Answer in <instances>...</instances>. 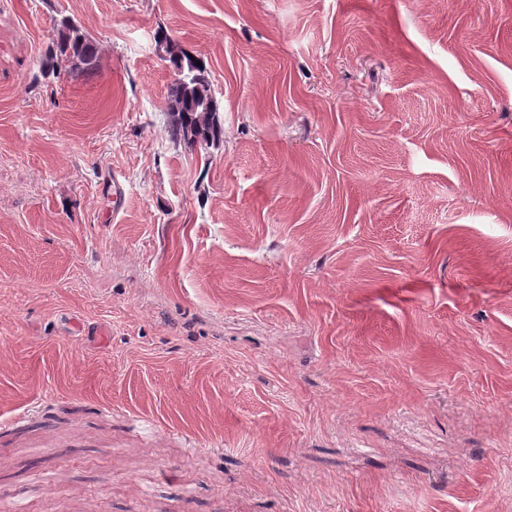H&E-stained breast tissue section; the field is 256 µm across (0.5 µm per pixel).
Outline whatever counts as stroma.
<instances>
[{
	"label": "stroma",
	"mask_w": 512,
	"mask_h": 512,
	"mask_svg": "<svg viewBox=\"0 0 512 512\" xmlns=\"http://www.w3.org/2000/svg\"><path fill=\"white\" fill-rule=\"evenodd\" d=\"M0 512H512V0H0ZM63 27L68 30V33L61 35L63 49L70 50L73 57H76L84 66L83 69H93L96 65V48L93 43L74 25L64 23ZM157 44H158V52L160 57L163 60H167L169 63V67L171 68L172 74L174 75L176 73V69H183L185 74H192V69L194 71L198 67H203L205 69V65L201 62V60L197 59L195 56L192 55V57H189V54L184 51L183 49L179 48L180 53H178L174 58L171 60H168L170 57V54L173 51V45L172 42L159 37L157 38ZM197 61L201 62V65L197 64ZM193 71V72H194ZM182 98L178 112L174 116V132L177 137L189 145H194L201 136L207 141L215 140L222 134V126L217 112H205L201 102L213 96L208 82H194L190 78L182 89ZM206 110L215 106L213 100H207Z\"/></svg>",
	"instance_id": "stroma-1"
}]
</instances>
